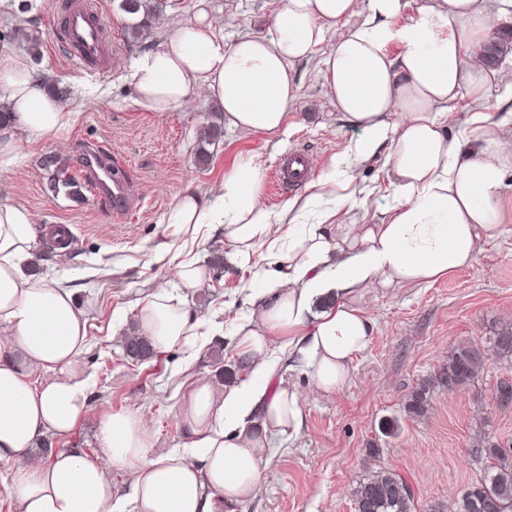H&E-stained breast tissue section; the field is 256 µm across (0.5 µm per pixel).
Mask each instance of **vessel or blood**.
Segmentation results:
<instances>
[{
	"label": "vessel or blood",
	"mask_w": 512,
	"mask_h": 512,
	"mask_svg": "<svg viewBox=\"0 0 512 512\" xmlns=\"http://www.w3.org/2000/svg\"><path fill=\"white\" fill-rule=\"evenodd\" d=\"M63 12L65 22L57 36L70 49L72 58L83 66L105 68L112 52V37L97 19L94 0H66ZM79 167L84 184L96 197L111 201L113 212L121 213L129 208L127 183L113 177L111 168L99 153L91 151L84 154ZM309 175L308 155L298 150L285 158L275 173V179L278 184L293 185L307 180Z\"/></svg>",
	"instance_id": "vessel-or-blood-1"
}]
</instances>
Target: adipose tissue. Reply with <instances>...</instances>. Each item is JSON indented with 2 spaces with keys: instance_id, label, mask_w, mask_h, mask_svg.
<instances>
[{
  "instance_id": "adipose-tissue-1",
  "label": "adipose tissue",
  "mask_w": 512,
  "mask_h": 512,
  "mask_svg": "<svg viewBox=\"0 0 512 512\" xmlns=\"http://www.w3.org/2000/svg\"><path fill=\"white\" fill-rule=\"evenodd\" d=\"M404 0H284L267 36L225 43L214 16L199 9L131 64L137 105L164 119L194 99L218 102L224 123L241 133L288 128L298 95L295 66L329 44L322 60L326 96L360 130L353 151L383 155L394 188L387 222H339L342 199L314 193L280 213L260 205L264 168L238 156L212 190L186 189L164 222L189 238L223 226L232 263L263 284L242 328L237 359L245 375L220 389L199 379L185 395L180 421L190 453L154 456V433L136 410L103 417L101 458L75 448L50 463L34 448L69 435L89 411L81 369L86 319L71 288L28 274L35 221L20 204H0V462L11 465L17 512H236L253 498L270 440L302 426L295 387L272 385L281 341L298 347L316 391L331 397L353 359L368 346L373 323L354 299L371 288L432 283L468 267L501 223L500 200L512 175V111L477 112L476 136L448 132L450 102L482 101L498 83L512 101V70L489 66L487 0H425L404 16ZM400 26H392L394 18ZM401 46L390 55L387 46ZM0 172L21 160L16 132L29 142L60 139L74 115L49 93L26 56L0 43ZM316 223H306L308 213ZM155 350L190 344L202 323L158 283L136 314ZM49 380L33 385L34 372ZM132 477L126 494L113 470Z\"/></svg>"
}]
</instances>
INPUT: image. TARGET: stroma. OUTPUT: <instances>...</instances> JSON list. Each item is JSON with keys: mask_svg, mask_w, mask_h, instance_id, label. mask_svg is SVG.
Segmentation results:
<instances>
[{"mask_svg": "<svg viewBox=\"0 0 512 512\" xmlns=\"http://www.w3.org/2000/svg\"><path fill=\"white\" fill-rule=\"evenodd\" d=\"M63 0H29L19 12L17 0H0V34L16 30L12 44L32 56L48 85L58 88L76 120L63 141L23 147L24 162L0 173V203H19L34 216L38 239L28 273L77 291L90 343L83 355L89 378L90 411L67 437L49 438L54 448H76L89 460L100 450L95 429L100 418L123 409L140 411L155 433V453L185 451L188 438L179 422L183 395L199 378L231 385L242 375L236 361L237 331L254 299L251 277L230 265L224 231L201 237L193 251L209 273L207 287H183L171 261L182 240L163 218L186 187L207 192L220 182L238 155L250 153L265 170L259 202L277 211L313 192L311 183L274 188L271 178L296 150L314 161L321 176L333 157L343 155L360 132L342 121L326 97L319 58L297 67L298 98L288 109V131L276 136H244L224 124L219 104L194 100L164 121L135 102L127 69L163 34L194 11L196 0H163L148 39L134 37L132 18L119 0H97L99 15L112 33L106 69L80 67L57 42L53 14ZM283 0H210L224 29L225 42L250 33L269 35L270 18ZM501 87L486 90L481 104L470 97L448 106L450 134H475L473 112L497 114ZM219 128L200 146L199 131ZM98 146L131 187V211L113 215L108 203L93 199L80 177L85 147ZM209 159L199 163V149ZM349 190L352 218L381 223L393 194L382 160L357 163ZM502 227L488 240L470 267L434 283L378 288L357 305L374 322L367 349L350 365L343 387L325 398L313 392V380L301 354H278L274 378L305 395L303 425L289 439L275 438L258 495L238 512H355L356 485L381 468L396 471L413 495V512H428L437 502L453 505L459 491L481 475L483 463L468 453L477 436L512 444V408H499L496 385L512 378V359L490 356L472 386L448 392L434 388L427 412L414 415L405 405L417 384L434 375L461 345H487L490 336L512 325V177L501 197ZM64 224L73 233L58 245L48 227ZM204 322L219 326L204 337L197 352L175 348L136 362L122 344L137 309L157 281ZM398 429L384 435L388 419Z\"/></svg>", "mask_w": 512, "mask_h": 512, "instance_id": "1", "label": "stroma"}]
</instances>
